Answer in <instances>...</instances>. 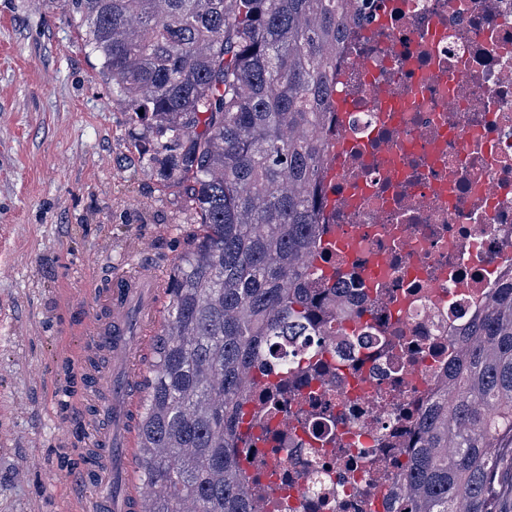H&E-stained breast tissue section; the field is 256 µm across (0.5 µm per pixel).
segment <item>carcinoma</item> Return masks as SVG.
Instances as JSON below:
<instances>
[{
	"label": "carcinoma",
	"mask_w": 512,
	"mask_h": 512,
	"mask_svg": "<svg viewBox=\"0 0 512 512\" xmlns=\"http://www.w3.org/2000/svg\"><path fill=\"white\" fill-rule=\"evenodd\" d=\"M351 0H73L112 96L152 135L195 216L150 342L137 423L150 512H255L242 404L268 342L326 326L307 287L327 196L336 53ZM448 384L416 421L394 512H512V282L458 338Z\"/></svg>",
	"instance_id": "cac0c4a2"
}]
</instances>
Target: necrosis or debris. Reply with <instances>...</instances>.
I'll list each match as a JSON object with an SVG mask.
<instances>
[{"label": "necrosis or debris", "mask_w": 512, "mask_h": 512, "mask_svg": "<svg viewBox=\"0 0 512 512\" xmlns=\"http://www.w3.org/2000/svg\"><path fill=\"white\" fill-rule=\"evenodd\" d=\"M318 267L331 329L244 406L257 512H393L455 339L512 277V0H354ZM353 147L342 156L341 142Z\"/></svg>", "instance_id": "4bbe7bcc"}]
</instances>
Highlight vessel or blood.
I'll return each instance as SVG.
<instances>
[{
	"instance_id": "obj_1",
	"label": "vessel or blood",
	"mask_w": 512,
	"mask_h": 512,
	"mask_svg": "<svg viewBox=\"0 0 512 512\" xmlns=\"http://www.w3.org/2000/svg\"><path fill=\"white\" fill-rule=\"evenodd\" d=\"M104 304L85 325L92 352L112 356L106 380L112 384L111 405L98 406L92 417L112 425L111 436L91 432L89 445L107 449L106 462L78 472L81 484L91 490L103 512H145L138 489L133 417L138 405V384L147 345L132 332L140 323L143 333L153 334L166 301V290L157 269L145 265L131 276L113 277L102 288Z\"/></svg>"
}]
</instances>
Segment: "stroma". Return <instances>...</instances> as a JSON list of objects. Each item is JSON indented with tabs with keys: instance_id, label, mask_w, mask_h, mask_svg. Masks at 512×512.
<instances>
[{
	"instance_id": "stroma-1",
	"label": "stroma",
	"mask_w": 512,
	"mask_h": 512,
	"mask_svg": "<svg viewBox=\"0 0 512 512\" xmlns=\"http://www.w3.org/2000/svg\"><path fill=\"white\" fill-rule=\"evenodd\" d=\"M71 0H0V512H61L86 449L82 325L134 243L171 276L191 245L181 188L134 144Z\"/></svg>"
}]
</instances>
